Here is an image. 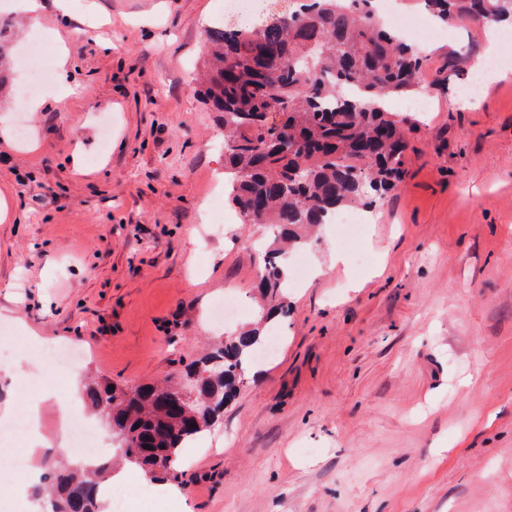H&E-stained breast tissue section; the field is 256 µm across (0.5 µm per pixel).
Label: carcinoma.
Listing matches in <instances>:
<instances>
[{
  "label": "carcinoma",
  "mask_w": 512,
  "mask_h": 512,
  "mask_svg": "<svg viewBox=\"0 0 512 512\" xmlns=\"http://www.w3.org/2000/svg\"><path fill=\"white\" fill-rule=\"evenodd\" d=\"M441 22L484 28L512 22V0H420ZM205 102L222 113L224 189L249 224L290 242L336 212L378 199L403 181L415 120L386 102L422 89L426 58L376 16L375 0H305L251 29L208 31ZM281 250L259 282L264 317L288 315ZM265 345L241 329L160 384H84L82 398L119 439L124 460L162 481L179 448L215 423L241 390L244 364ZM109 466L60 462L49 472L48 512H100Z\"/></svg>",
  "instance_id": "obj_1"
}]
</instances>
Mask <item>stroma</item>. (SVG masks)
<instances>
[{"mask_svg": "<svg viewBox=\"0 0 512 512\" xmlns=\"http://www.w3.org/2000/svg\"><path fill=\"white\" fill-rule=\"evenodd\" d=\"M71 3L69 22L16 24L67 51L76 92L40 96L24 141L0 100V337L7 364L67 348L132 388L223 339L208 313L225 290L255 320L269 231L208 202L224 127L194 77L206 27L235 25L224 0ZM468 45L483 55L472 23L421 42L432 109L403 182L352 248L318 229L275 356L181 459L177 495L127 512H512V78L462 101L441 67ZM82 380L43 405V467Z\"/></svg>", "mask_w": 512, "mask_h": 512, "instance_id": "obj_1", "label": "stroma"}]
</instances>
